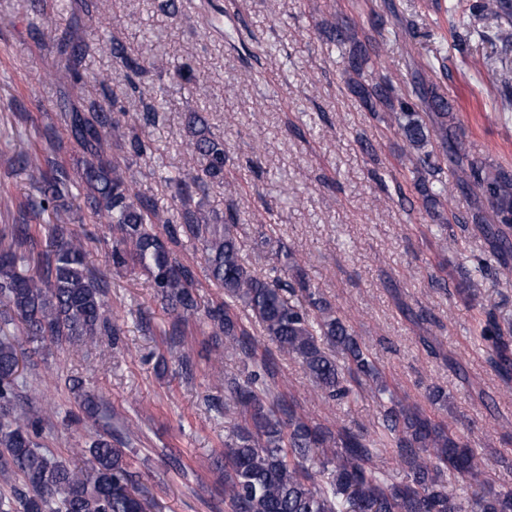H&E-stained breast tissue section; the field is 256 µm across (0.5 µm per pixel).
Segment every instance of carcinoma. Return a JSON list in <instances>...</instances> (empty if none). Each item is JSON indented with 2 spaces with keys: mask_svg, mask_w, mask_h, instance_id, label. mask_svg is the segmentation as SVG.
<instances>
[{
  "mask_svg": "<svg viewBox=\"0 0 512 512\" xmlns=\"http://www.w3.org/2000/svg\"><path fill=\"white\" fill-rule=\"evenodd\" d=\"M334 41L349 45L345 57L348 86L372 117L389 113L411 152L407 161L417 175L416 190L434 208L448 195V184H434L426 173L434 169L431 153L417 154L429 142L427 121L440 122L448 137V99L420 82L400 95L386 80L368 82L364 68L371 61L373 38L346 28L331 29ZM65 57V71L82 79V53L71 37L47 31ZM124 62L123 85L103 90L100 99H89L66 115L72 141L84 154L80 188L87 207L112 225V267L120 271L138 266L151 278L156 294L177 320L198 310L195 273L181 263L172 245L177 230L163 235L157 230L159 213L151 199L139 193V178L128 162L108 159L104 144L112 140L127 154L142 157L151 150L149 140L126 130L112 117L121 112L119 99L138 88L141 78L167 64L162 57L133 58L124 46L102 44ZM165 89L155 91L144 104L142 121L158 122ZM424 101L428 117L415 109L414 99ZM194 153L201 166L194 175L164 171L159 180L176 188L173 198L183 231L201 239L210 281L224 289V303L211 307L206 319L215 334L224 336V347L247 360L254 347L247 323L236 304L249 312L250 322L276 349L297 359L315 385L330 398L350 394L346 378L372 383L380 395V442L396 449L405 472L394 482L368 466L372 450L365 435L349 428L331 431L299 415L293 408L279 409L264 376L251 371L244 380L225 384L226 400L239 409V421L224 439V497L231 512H512V490L485 486L486 462L464 444L449 426L439 423L421 407L397 397L369 348L336 314L307 278L295 252L277 241L272 270L260 278L245 266L237 239V214L229 209L220 216L204 208L195 195L213 184L230 186L225 172L224 142L214 138L204 112H191L186 123ZM451 158L460 167L459 179L474 182L501 218L487 227L503 251L512 248V173L500 168L482 174L464 167L461 149L449 144ZM31 181L41 184L42 211L58 214L54 202L68 191L70 180L57 168L43 170L37 156L22 160ZM53 250L43 271L25 269V255L9 247L0 251V512H148L139 482L130 470L127 449L98 434L72 467L49 456L37 441L38 419L12 415L21 378L18 336L31 341L48 340L56 346L93 342L105 328L101 281L88 270L84 248L68 224L50 227ZM478 337L492 348L491 363L506 381H512V328L502 329L495 314L485 313ZM341 353L344 364L332 351ZM86 417L95 418L99 405L93 393L79 394ZM322 457L314 471L308 461ZM453 474L472 495L448 487Z\"/></svg>",
  "mask_w": 512,
  "mask_h": 512,
  "instance_id": "carcinoma-1",
  "label": "carcinoma"
}]
</instances>
